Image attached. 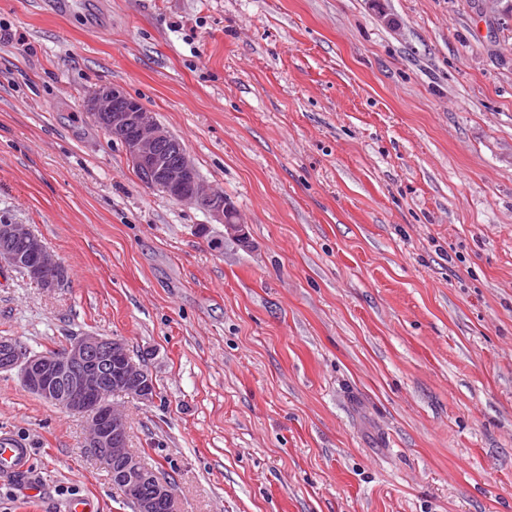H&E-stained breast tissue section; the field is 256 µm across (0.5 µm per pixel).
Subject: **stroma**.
Wrapping results in <instances>:
<instances>
[{"label":"stroma","mask_w":512,"mask_h":512,"mask_svg":"<svg viewBox=\"0 0 512 512\" xmlns=\"http://www.w3.org/2000/svg\"><path fill=\"white\" fill-rule=\"evenodd\" d=\"M105 85L246 243L140 181ZM0 221L65 270L0 265V336L122 339L178 512H512V0H0ZM86 431L0 373V512H135ZM31 465V453L28 448H19L9 441H0V474L21 475Z\"/></svg>","instance_id":"35a3bbf8"}]
</instances>
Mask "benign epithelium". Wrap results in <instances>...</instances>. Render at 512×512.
<instances>
[{
  "label": "benign epithelium",
  "instance_id": "7a95c632",
  "mask_svg": "<svg viewBox=\"0 0 512 512\" xmlns=\"http://www.w3.org/2000/svg\"><path fill=\"white\" fill-rule=\"evenodd\" d=\"M86 111L119 139L145 185L172 199L197 206L224 224L228 234L247 242L244 226L224 194L203 188L183 143L155 113L114 86L96 89ZM0 264L21 266L44 289L61 285L65 272L45 242L27 224L0 222ZM18 370L23 385L52 405L82 414L89 422L86 447L106 468L136 512H177L169 483L128 448V427L112 405L114 393L144 402L156 398L152 375L119 338L85 333L62 351L33 352L0 337V373Z\"/></svg>",
  "mask_w": 512,
  "mask_h": 512
}]
</instances>
